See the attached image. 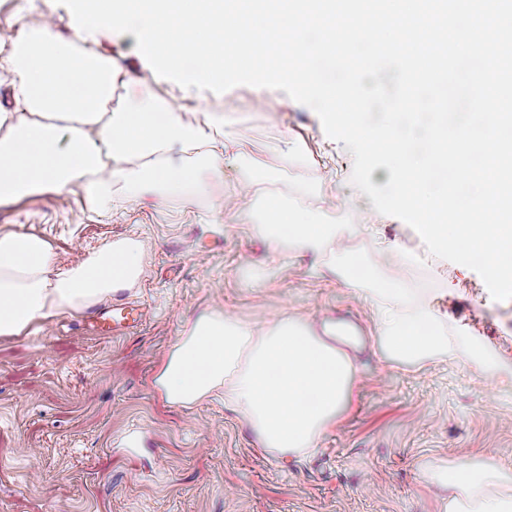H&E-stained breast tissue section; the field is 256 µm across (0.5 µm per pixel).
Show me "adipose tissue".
Returning <instances> with one entry per match:
<instances>
[{
    "mask_svg": "<svg viewBox=\"0 0 512 512\" xmlns=\"http://www.w3.org/2000/svg\"><path fill=\"white\" fill-rule=\"evenodd\" d=\"M120 70L95 49L30 26L0 40V77L14 107L0 108V206L43 192L79 188L86 207L107 211L112 186L124 180L131 197L176 202L206 191L203 168L224 163L223 124L215 113L191 121L164 99L147 94L113 102ZM190 158L172 164V152ZM266 236L274 252H318L349 232L336 205L308 201L266 205ZM138 243L117 242L80 263L57 267L50 244L34 234H0V337L31 335L54 310L81 311L140 283ZM378 326L389 350L415 363L447 349L432 309L402 308L401 282H387ZM354 379L351 360L311 326L280 316L264 328L205 313L185 329L154 378L162 397L189 407L223 394L269 452L285 456L313 448L339 414ZM457 495L444 512H512V498L489 492V475L468 463L452 469Z\"/></svg>",
    "mask_w": 512,
    "mask_h": 512,
    "instance_id": "adipose-tissue-1",
    "label": "adipose tissue"
}]
</instances>
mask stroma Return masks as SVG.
<instances>
[{
    "label": "stroma",
    "mask_w": 512,
    "mask_h": 512,
    "mask_svg": "<svg viewBox=\"0 0 512 512\" xmlns=\"http://www.w3.org/2000/svg\"><path fill=\"white\" fill-rule=\"evenodd\" d=\"M0 0V29L47 24L70 37L63 5L20 10ZM123 71L113 97L166 96L130 35L99 38ZM224 118V167L203 170L205 194L176 203H128L112 188L109 212L79 193L32 195L0 207V232L33 233L69 266L119 240L139 241L144 272L118 298L142 322L115 335L93 327L94 309L55 311L28 337L0 338V512H444L453 483L439 474L466 461L512 496V300H493L480 276L431 256L398 218L378 213L350 183L353 158L329 140L317 114L285 92L237 86L185 100ZM283 203L329 182L349 223L342 247L273 259L262 208L224 219L240 172ZM396 279L409 307H431L454 356L405 367L384 348L371 291L347 287V256ZM218 309L261 327L276 316L362 323L344 407L303 455L275 457L222 399L168 404L153 379L185 328Z\"/></svg>",
    "instance_id": "35a3bbf8"
}]
</instances>
